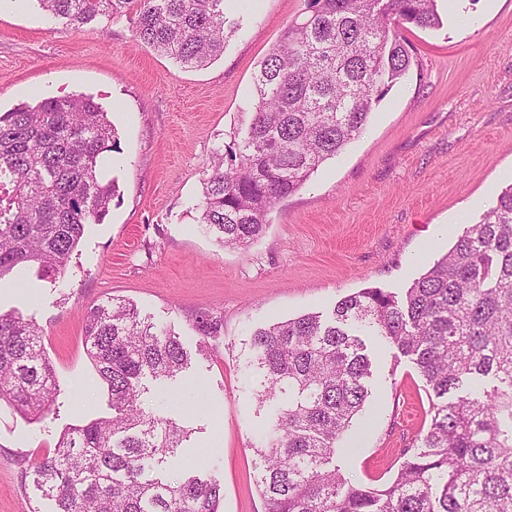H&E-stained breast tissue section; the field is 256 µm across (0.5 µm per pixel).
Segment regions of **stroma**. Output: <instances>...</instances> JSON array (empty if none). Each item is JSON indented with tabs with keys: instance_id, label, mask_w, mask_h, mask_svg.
I'll use <instances>...</instances> for the list:
<instances>
[{
	"instance_id": "stroma-1",
	"label": "stroma",
	"mask_w": 512,
	"mask_h": 512,
	"mask_svg": "<svg viewBox=\"0 0 512 512\" xmlns=\"http://www.w3.org/2000/svg\"><path fill=\"white\" fill-rule=\"evenodd\" d=\"M304 0L226 7L239 25L223 55L187 69L134 38L124 15L75 28L37 0H0V113L50 97H92L117 130L109 175L118 191L103 223L87 225L67 268L0 280V312L42 330L59 396L39 422L0 405V512H50L27 477L59 433L110 416L109 392L84 352L86 307L133 301L178 333L188 369L143 378L139 402L190 431L171 477L191 471L224 489L220 512H264L250 448L269 421L246 370L251 334L307 312L330 317L364 288L403 293L452 246L454 221L479 222L512 184V0H438L443 25L408 27L406 74L366 130L300 190L278 202L248 248L219 245L198 224L215 148L246 128L254 75ZM221 314L219 340L198 354L197 316ZM370 396L337 452L355 484L379 485L428 428L431 399L410 356L364 336Z\"/></svg>"
}]
</instances>
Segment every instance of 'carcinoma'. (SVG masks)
<instances>
[{"mask_svg":"<svg viewBox=\"0 0 512 512\" xmlns=\"http://www.w3.org/2000/svg\"><path fill=\"white\" fill-rule=\"evenodd\" d=\"M67 25L134 14L136 39L187 68L224 53L233 27L224 0H37ZM443 24L436 0H306L260 62L252 122L203 180L199 223L223 247L262 235L275 204L365 129L374 105L411 66L402 30ZM117 146L108 113L84 95L47 98L0 115V279L35 267L66 270L88 224L116 193L106 153ZM230 163L224 164V156ZM84 350L112 399V416L74 425L31 464L52 512H219L223 487L198 474L166 475L189 430L148 415L139 379L176 377L190 355L180 337L124 300L85 309ZM224 317L203 312V339ZM414 356L432 391L431 422L377 488L353 484L337 443L369 396L371 361L358 332ZM30 320L0 314V402L38 421L57 394L55 370ZM258 402L279 401L254 453L264 512H512V185L405 297L365 288L333 317L274 321L251 338ZM493 376L491 393L448 394Z\"/></svg>","mask_w":512,"mask_h":512,"instance_id":"carcinoma-1","label":"carcinoma"}]
</instances>
